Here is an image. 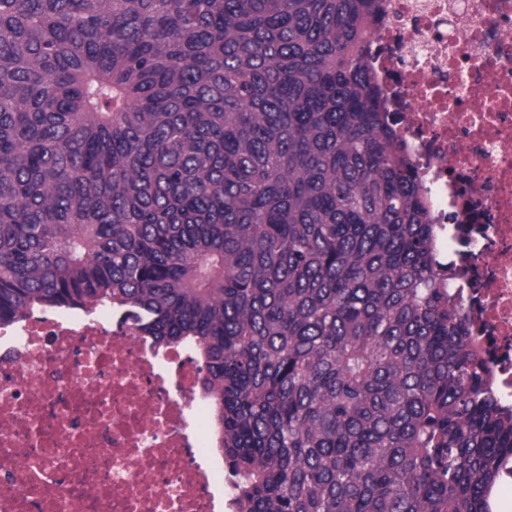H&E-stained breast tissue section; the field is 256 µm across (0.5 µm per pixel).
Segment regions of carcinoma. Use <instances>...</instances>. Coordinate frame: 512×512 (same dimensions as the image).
Here are the masks:
<instances>
[{
    "label": "carcinoma",
    "mask_w": 512,
    "mask_h": 512,
    "mask_svg": "<svg viewBox=\"0 0 512 512\" xmlns=\"http://www.w3.org/2000/svg\"><path fill=\"white\" fill-rule=\"evenodd\" d=\"M382 0H0V327L190 347L233 512H494L512 461L368 39Z\"/></svg>",
    "instance_id": "obj_1"
}]
</instances>
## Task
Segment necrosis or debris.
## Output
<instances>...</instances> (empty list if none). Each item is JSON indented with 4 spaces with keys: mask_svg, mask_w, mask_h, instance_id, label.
Segmentation results:
<instances>
[{
    "mask_svg": "<svg viewBox=\"0 0 512 512\" xmlns=\"http://www.w3.org/2000/svg\"><path fill=\"white\" fill-rule=\"evenodd\" d=\"M372 64L512 407V0H383ZM200 374L109 310L0 328V512H216Z\"/></svg>",
    "mask_w": 512,
    "mask_h": 512,
    "instance_id": "1",
    "label": "necrosis or debris"
}]
</instances>
